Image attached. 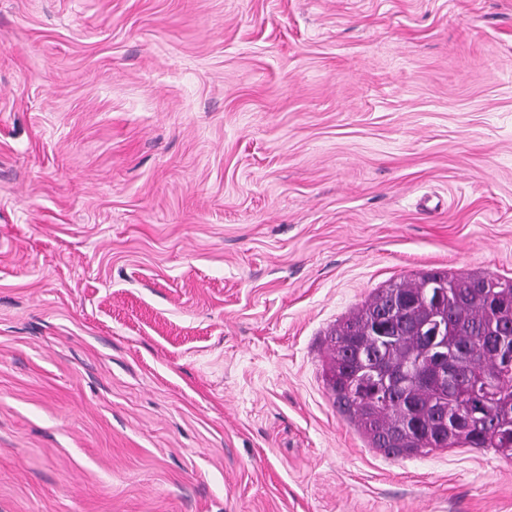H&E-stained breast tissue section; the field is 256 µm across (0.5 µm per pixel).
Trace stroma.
Wrapping results in <instances>:
<instances>
[{
    "mask_svg": "<svg viewBox=\"0 0 512 512\" xmlns=\"http://www.w3.org/2000/svg\"><path fill=\"white\" fill-rule=\"evenodd\" d=\"M431 270L512 278V0H0V512H512L325 385Z\"/></svg>",
    "mask_w": 512,
    "mask_h": 512,
    "instance_id": "stroma-1",
    "label": "stroma"
}]
</instances>
